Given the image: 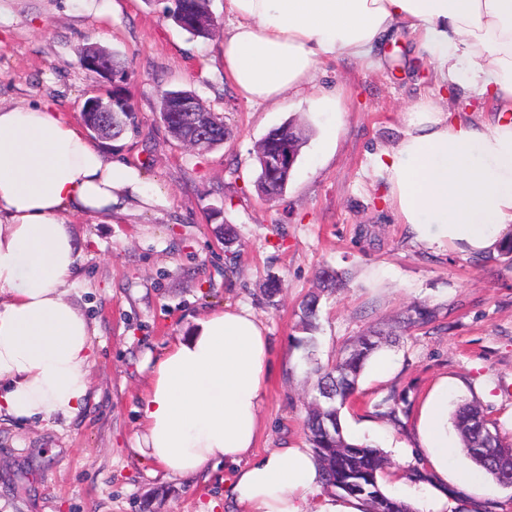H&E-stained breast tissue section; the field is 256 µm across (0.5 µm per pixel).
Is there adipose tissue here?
Wrapping results in <instances>:
<instances>
[{"label": "adipose tissue", "instance_id": "obj_1", "mask_svg": "<svg viewBox=\"0 0 512 512\" xmlns=\"http://www.w3.org/2000/svg\"><path fill=\"white\" fill-rule=\"evenodd\" d=\"M224 69L244 99L275 105L310 94L335 111L315 73L345 56L369 61L396 32L422 49L440 84L477 89L499 115L476 124L421 98L397 143L377 157L386 198L419 245L495 250L512 229V0H225ZM166 204L138 169L112 158L51 102L0 106V414L71 420L90 397L94 331L66 288L80 250L67 213L102 221ZM270 345L246 309L196 320L157 358L138 412L137 453L169 478L230 471L243 512H364L323 493L308 449L256 454ZM448 386L417 430L434 490L417 512H444Z\"/></svg>", "mask_w": 512, "mask_h": 512}]
</instances>
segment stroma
Listing matches in <instances>:
<instances>
[{
    "instance_id": "1",
    "label": "stroma",
    "mask_w": 512,
    "mask_h": 512,
    "mask_svg": "<svg viewBox=\"0 0 512 512\" xmlns=\"http://www.w3.org/2000/svg\"><path fill=\"white\" fill-rule=\"evenodd\" d=\"M210 9L216 31L202 39L164 18L158 0H0V104L52 99L78 121L101 85L80 66L78 47L116 54L138 126L100 145L168 198L167 207L116 215L108 224L66 214L81 246L70 297L96 331L90 398L68 422L0 417V512H240L225 496L223 464H209L202 478H168L135 452L147 357H160L196 319L227 306L254 313L271 348L258 451L306 447L315 367L335 362L374 327L391 337V369L363 370L343 426L404 474L400 499L420 500L427 488L408 477L421 463L415 427L375 413L389 394L414 408L447 382L449 409L479 403L512 445V263L455 243L421 247L387 206L386 179L375 166L420 97L485 122L496 118L497 104L475 89L442 88L426 58L401 38L382 44L376 63L342 56L320 67L316 82L335 91V111L299 96L276 107L253 104L224 72L231 22L224 0H211ZM174 88L193 91L223 115L230 137L222 147L201 153L171 136L160 109L163 92ZM287 123L301 130L304 144L282 196L269 202L256 187V151ZM331 125L336 140L326 147ZM225 224L235 232L229 246L218 233ZM325 269L341 272L346 285L322 294L309 352L298 307ZM271 278L279 291L270 298L263 289ZM414 307L432 309L433 322L401 328ZM448 443L455 451L441 489L451 512H463L465 501L512 512V487L485 474L460 486L477 467L456 431Z\"/></svg>"
}]
</instances>
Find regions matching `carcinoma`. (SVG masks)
<instances>
[{"label": "carcinoma", "instance_id": "obj_1", "mask_svg": "<svg viewBox=\"0 0 512 512\" xmlns=\"http://www.w3.org/2000/svg\"><path fill=\"white\" fill-rule=\"evenodd\" d=\"M163 15L194 37L208 38L216 27L210 10V0H162ZM127 70L123 63L112 58V91L106 93L103 103L108 112L83 110L80 119L86 128L98 129V137L115 139L135 122V109L126 90ZM168 112L166 128L178 141L194 146L200 137L212 142L216 149L224 144V117L210 111H201L194 94L188 90H168L163 93ZM181 101H191L196 112H177ZM303 145L291 125L271 131L262 141L257 162L258 190L269 198L281 195L288 183L291 169L281 168L277 159L283 154L299 156ZM320 294L313 293L300 307V324L306 331L318 328L317 311ZM381 332L370 330L345 346L336 363L319 366L317 392L306 419V439L325 475L326 488L339 494L361 500L367 512H415L401 500L387 496L379 483L386 460L382 452L368 443L346 439L342 426V411L357 391L358 378L367 361L379 349ZM380 416L396 425L409 412L399 410L398 398L392 394L376 404ZM453 424L461 436L463 448L472 462L498 483L512 481V448L506 447L499 435L497 422L476 404L465 403L453 414ZM493 437L495 459L487 461L480 449Z\"/></svg>", "mask_w": 512, "mask_h": 512}]
</instances>
